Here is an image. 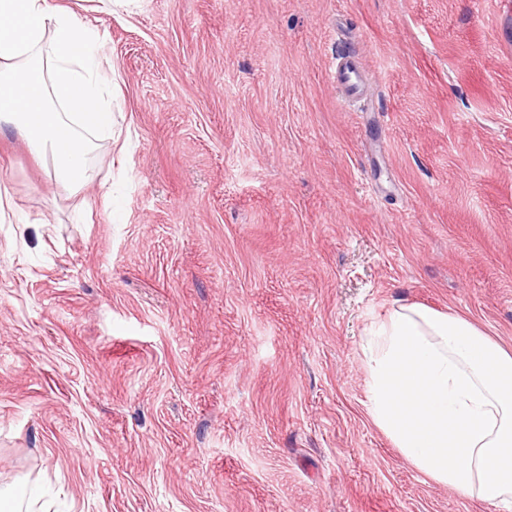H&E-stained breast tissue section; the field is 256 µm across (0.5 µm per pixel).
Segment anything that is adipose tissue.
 Wrapping results in <instances>:
<instances>
[{
  "mask_svg": "<svg viewBox=\"0 0 512 512\" xmlns=\"http://www.w3.org/2000/svg\"><path fill=\"white\" fill-rule=\"evenodd\" d=\"M99 37L53 0H0V123L73 190L92 181V135H112ZM368 414L417 470L512 512V352L466 317L393 307L364 348Z\"/></svg>",
  "mask_w": 512,
  "mask_h": 512,
  "instance_id": "ef3b65f1",
  "label": "adipose tissue"
}]
</instances>
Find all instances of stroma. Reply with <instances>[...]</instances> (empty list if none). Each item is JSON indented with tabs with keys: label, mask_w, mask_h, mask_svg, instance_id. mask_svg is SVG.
I'll use <instances>...</instances> for the list:
<instances>
[{
	"label": "stroma",
	"mask_w": 512,
	"mask_h": 512,
	"mask_svg": "<svg viewBox=\"0 0 512 512\" xmlns=\"http://www.w3.org/2000/svg\"><path fill=\"white\" fill-rule=\"evenodd\" d=\"M59 2L115 136L73 192L0 134V484L56 512H504L373 425L363 348L416 303L512 349V0ZM355 58V54L350 51L337 54L329 74L341 100L349 104L360 101L368 80L367 73Z\"/></svg>",
	"instance_id": "1"
}]
</instances>
